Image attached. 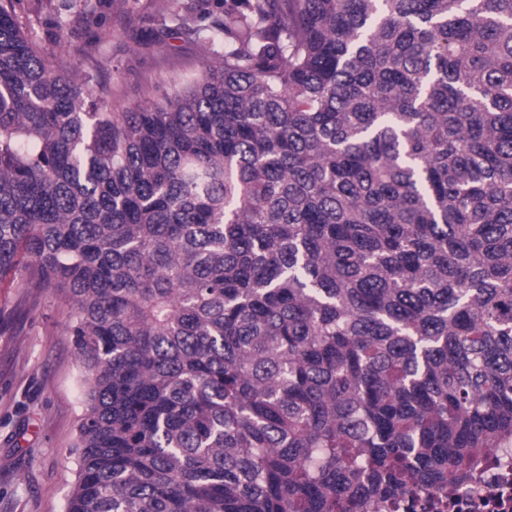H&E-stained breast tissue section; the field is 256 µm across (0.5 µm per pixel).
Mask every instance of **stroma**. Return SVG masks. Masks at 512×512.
I'll return each instance as SVG.
<instances>
[{
    "label": "stroma",
    "instance_id": "stroma-1",
    "mask_svg": "<svg viewBox=\"0 0 512 512\" xmlns=\"http://www.w3.org/2000/svg\"><path fill=\"white\" fill-rule=\"evenodd\" d=\"M61 3L18 0L16 12L49 56L91 75L88 91L108 84L125 104H141L149 91L191 77L204 56L200 41L162 23L159 0H75L66 12ZM156 27L159 39L141 40ZM82 397L64 297L0 284V512H64Z\"/></svg>",
    "mask_w": 512,
    "mask_h": 512
}]
</instances>
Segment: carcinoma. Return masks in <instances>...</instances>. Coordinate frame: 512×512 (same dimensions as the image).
<instances>
[{"label":"carcinoma","instance_id":"obj_1","mask_svg":"<svg viewBox=\"0 0 512 512\" xmlns=\"http://www.w3.org/2000/svg\"><path fill=\"white\" fill-rule=\"evenodd\" d=\"M0 0V282L69 302L64 512H376L512 448V0H166L90 99Z\"/></svg>","mask_w":512,"mask_h":512}]
</instances>
